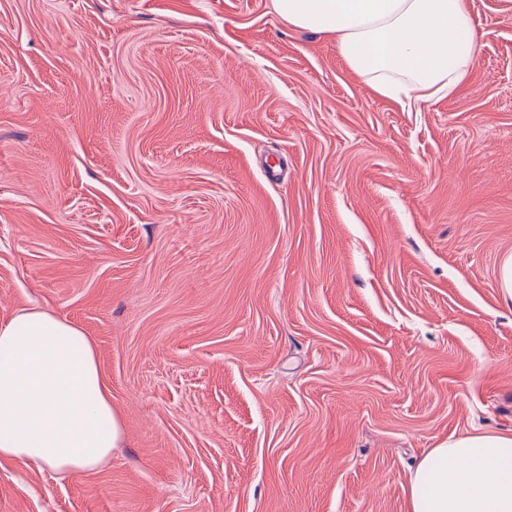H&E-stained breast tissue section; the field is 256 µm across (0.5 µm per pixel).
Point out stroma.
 <instances>
[{
  "label": "stroma",
  "instance_id": "obj_1",
  "mask_svg": "<svg viewBox=\"0 0 512 512\" xmlns=\"http://www.w3.org/2000/svg\"><path fill=\"white\" fill-rule=\"evenodd\" d=\"M408 112L271 0H0V320L97 347L124 429L0 512H408L512 433V0Z\"/></svg>",
  "mask_w": 512,
  "mask_h": 512
}]
</instances>
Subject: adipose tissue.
<instances>
[{
    "instance_id": "obj_1",
    "label": "adipose tissue",
    "mask_w": 512,
    "mask_h": 512,
    "mask_svg": "<svg viewBox=\"0 0 512 512\" xmlns=\"http://www.w3.org/2000/svg\"><path fill=\"white\" fill-rule=\"evenodd\" d=\"M300 31L327 35L379 95L414 110L453 95L477 38L468 0H271ZM124 441L92 340L49 311L0 321V461L78 475ZM408 512H512V434L474 431L429 449L409 478Z\"/></svg>"
}]
</instances>
